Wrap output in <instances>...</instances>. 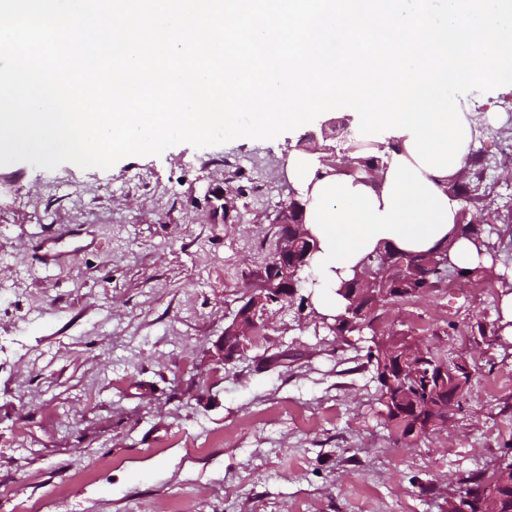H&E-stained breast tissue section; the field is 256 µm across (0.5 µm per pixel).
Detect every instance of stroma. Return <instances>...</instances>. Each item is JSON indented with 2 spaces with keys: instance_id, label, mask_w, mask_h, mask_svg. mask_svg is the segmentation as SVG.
<instances>
[{
  "instance_id": "obj_1",
  "label": "stroma",
  "mask_w": 512,
  "mask_h": 512,
  "mask_svg": "<svg viewBox=\"0 0 512 512\" xmlns=\"http://www.w3.org/2000/svg\"><path fill=\"white\" fill-rule=\"evenodd\" d=\"M471 109L495 113L474 148L499 156L512 89ZM291 142L0 166V512H448L512 450V347L492 333L499 290L476 278L343 336L293 310L217 363L275 249ZM392 328L473 366L448 426L411 441L367 364Z\"/></svg>"
}]
</instances>
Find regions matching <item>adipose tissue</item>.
I'll use <instances>...</instances> for the list:
<instances>
[{"mask_svg":"<svg viewBox=\"0 0 512 512\" xmlns=\"http://www.w3.org/2000/svg\"><path fill=\"white\" fill-rule=\"evenodd\" d=\"M380 188L346 175L317 178L318 154L289 149L288 175L310 189L305 222L319 241L312 266L325 292L322 310L341 306L331 287L337 277L377 246L425 251L444 243L453 229L459 202L449 196L445 177L426 172L405 146L389 151Z\"/></svg>","mask_w":512,"mask_h":512,"instance_id":"adipose-tissue-1","label":"adipose tissue"}]
</instances>
